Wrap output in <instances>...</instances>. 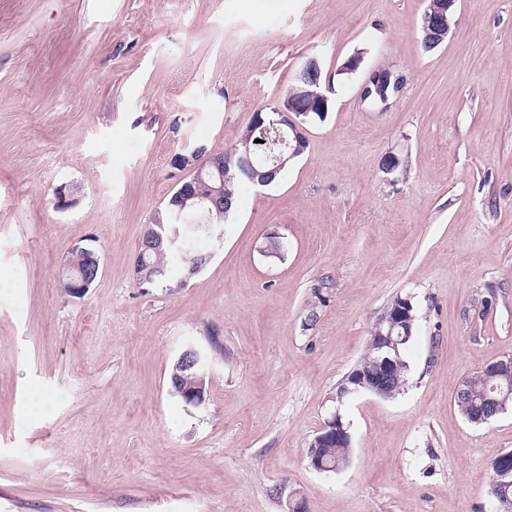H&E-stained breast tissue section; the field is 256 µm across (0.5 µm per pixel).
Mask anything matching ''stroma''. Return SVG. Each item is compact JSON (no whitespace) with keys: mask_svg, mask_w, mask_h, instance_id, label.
Wrapping results in <instances>:
<instances>
[{"mask_svg":"<svg viewBox=\"0 0 512 512\" xmlns=\"http://www.w3.org/2000/svg\"><path fill=\"white\" fill-rule=\"evenodd\" d=\"M424 6L0 0V512H489L512 410L474 425L454 396L512 355V0H457L429 52ZM310 56L331 109L306 152L236 183L186 284L139 287L172 158L232 149ZM384 67L404 84L382 108L361 90ZM87 245L99 276L66 295ZM399 298L406 385L342 394ZM188 346L210 369L198 407L168 382ZM336 415L351 461L320 473L307 448Z\"/></svg>","mask_w":512,"mask_h":512,"instance_id":"35a3bbf8","label":"stroma"}]
</instances>
